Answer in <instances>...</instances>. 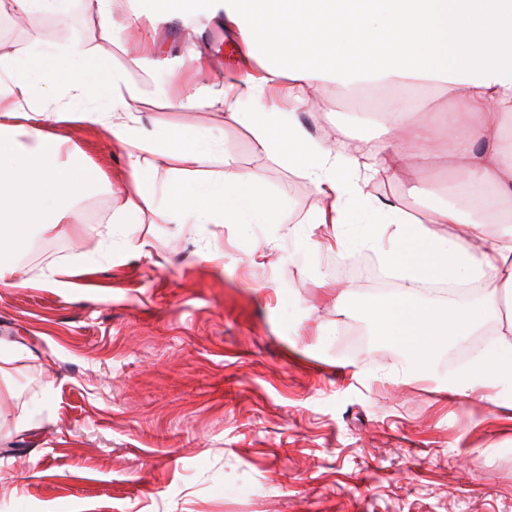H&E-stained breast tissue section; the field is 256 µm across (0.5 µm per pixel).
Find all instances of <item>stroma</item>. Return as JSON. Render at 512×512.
<instances>
[{"mask_svg":"<svg viewBox=\"0 0 512 512\" xmlns=\"http://www.w3.org/2000/svg\"><path fill=\"white\" fill-rule=\"evenodd\" d=\"M135 37L152 56L125 54ZM73 38L126 71L145 126L193 125L261 174L279 221L116 224L108 242L62 224L47 237L60 252L17 256L31 284L0 286V512H512V396L452 395L445 352L432 378L398 382L405 352L350 304L398 295L377 255L329 249L309 223L322 197L257 154L225 110L168 105L193 49L211 58L199 86L237 67L223 27L160 15L104 41L84 11L62 33L38 24L8 44ZM383 110L325 87L301 120L316 140L354 144L377 139ZM68 134L118 181L119 144ZM459 177L396 171L385 198L431 209ZM88 264L69 291L33 284L47 266Z\"/></svg>","mask_w":512,"mask_h":512,"instance_id":"35a3bbf8","label":"stroma"}]
</instances>
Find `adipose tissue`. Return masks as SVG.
I'll return each instance as SVG.
<instances>
[{"label":"adipose tissue","mask_w":512,"mask_h":512,"mask_svg":"<svg viewBox=\"0 0 512 512\" xmlns=\"http://www.w3.org/2000/svg\"><path fill=\"white\" fill-rule=\"evenodd\" d=\"M132 17H152L162 4L182 19L222 15L236 40L240 68L209 93L194 78L174 93L186 111L220 107L246 126L258 153L311 179L324 200L315 224L329 248L375 249L400 281L397 298L374 307L377 334L415 363L473 333L512 303V0H131ZM327 85L380 92L390 110L380 138L342 158L314 141L298 118L307 92ZM460 99V112L428 109L411 117L399 105L409 87ZM252 107L240 111L241 100ZM140 91L127 82L97 46L83 40L37 52L0 51V285L17 286L15 255L31 230L47 234L77 224L74 203L107 182L64 130L100 128L127 156L123 194L110 218L141 224L148 213L180 224H275L279 203L261 177L242 170L230 151L189 126L146 128L137 108ZM292 103L280 117L278 102ZM218 161L207 176L199 168ZM452 160L465 178L458 200L431 212L411 213L391 204L361 212L360 170L379 175L402 168H430ZM165 180H158V170ZM502 224L489 232V220ZM459 225L441 233V225ZM429 282L469 285L475 300L461 304L421 291ZM512 388V317L500 326L471 365L452 377L448 390L470 396Z\"/></svg>","instance_id":"adipose-tissue-1"}]
</instances>
